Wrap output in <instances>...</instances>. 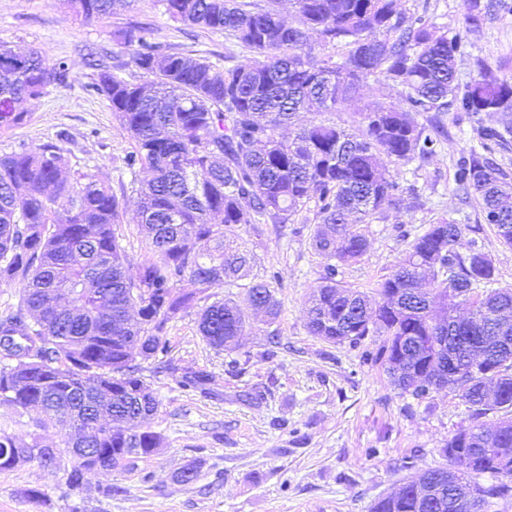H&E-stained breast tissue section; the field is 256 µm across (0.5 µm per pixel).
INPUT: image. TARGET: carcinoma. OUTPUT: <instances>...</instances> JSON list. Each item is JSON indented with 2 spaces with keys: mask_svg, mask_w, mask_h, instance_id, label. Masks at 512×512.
<instances>
[{
  "mask_svg": "<svg viewBox=\"0 0 512 512\" xmlns=\"http://www.w3.org/2000/svg\"><path fill=\"white\" fill-rule=\"evenodd\" d=\"M74 15L97 21L135 0H64ZM172 20L222 33L250 57L223 62L165 47L152 28L132 23L116 36L132 47L130 62L99 60L85 90L101 96L135 141L123 159L137 194L135 219L152 258L129 274L115 227L126 210L106 181L74 169L56 141L0 155V288L20 284L16 303L0 314V404L34 411L45 434L27 441L0 430V470L36 459L56 461L47 431H73L71 448H94L107 470L155 453L164 438L129 432L158 401L135 359L176 370L166 332L196 293L243 283L252 306L273 320L279 301L268 281L250 279L254 254L236 243L238 227L293 224L315 210L311 244L325 261L307 308L309 333L358 345L380 336L366 352L384 366L391 384L417 401L432 391V372L453 356L471 365L486 356L493 377L448 373V388L469 407L470 425L442 449L448 465L428 469L371 512H458L448 508V475L485 495L512 499V421L483 418L512 409V288L498 286L495 268L469 226L441 218L416 235L397 268L377 283L380 301L337 280L339 267L360 258L367 240L349 217L362 221L396 207L402 192L393 166L424 165L438 152L434 122L419 113L512 112V82L482 61L463 86L457 61L469 55L467 34L480 23L478 0H462L463 29L436 28L425 15L408 17L399 0H293L296 23L248 0H156ZM341 49L325 59L304 54L309 33ZM129 65L149 84L123 76ZM402 87L406 108L368 107L353 129L311 120L290 135L302 112L346 110L375 74ZM69 65L37 51L0 45V126H17L25 113L14 102L40 97L63 84ZM477 146L456 163V191L476 203L484 223L512 246V182L488 154L505 148L512 123H478ZM145 170L149 177L138 179ZM67 201L60 210L57 202ZM433 284L423 287L425 282ZM246 327L231 300L202 308L199 334L212 347L234 344ZM203 370L181 377L189 392L210 393ZM489 476L491 482L480 478Z\"/></svg>",
  "mask_w": 512,
  "mask_h": 512,
  "instance_id": "obj_1",
  "label": "carcinoma"
}]
</instances>
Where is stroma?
<instances>
[{"label": "stroma", "instance_id": "obj_1", "mask_svg": "<svg viewBox=\"0 0 512 512\" xmlns=\"http://www.w3.org/2000/svg\"><path fill=\"white\" fill-rule=\"evenodd\" d=\"M400 5L407 14L433 17L451 32L462 25L461 0H400ZM138 21L152 24L157 41L165 45L215 58L229 51L239 62L249 56L223 34L172 21L155 0H136L133 9L95 22L76 17L62 0H0V44L19 51L33 48L70 65L67 85L49 87L40 98L23 103V124L0 127V154L38 148L64 128L71 139L62 148L71 165L97 171L117 185L122 159L134 141L105 100L86 86L96 76L91 61L98 53L127 56L113 40V30ZM471 41L470 57L457 63L459 84L474 76L477 58L512 82V13L487 10ZM439 124L443 134L433 161L398 169L400 206L359 224L367 249L343 266L344 285L374 294L377 282L405 257L413 234L443 217L474 228L499 285L512 287V247L483 223L475 203L464 202L455 191V163L472 142L473 122L449 111L440 114ZM314 217L310 211L305 220L283 228L264 225L259 236L248 225L238 230L240 243L255 253L253 277L280 275L273 284L280 302L273 322L255 319L245 289L212 288L169 323L176 372L158 371L153 361L142 363L141 378L159 402L144 427L164 436V448L70 489L65 485L72 464L69 431L55 428L54 466L32 461L0 470V512H369L374 501L444 465L441 448L468 423L457 393L442 388L424 401L414 400L391 385L381 364L366 359L379 337L354 346L309 333L307 300L325 266L311 247ZM210 298L232 299L248 321L234 349L211 348L197 330L198 314ZM272 338L279 343L276 357L261 359ZM191 370L213 375L211 394L180 387L182 373ZM246 391L255 393L254 401H242ZM189 463L199 467L197 481L177 482L176 472ZM111 482L125 487V494L105 497L101 489ZM28 487L43 490L47 504L24 498Z\"/></svg>", "mask_w": 512, "mask_h": 512}]
</instances>
